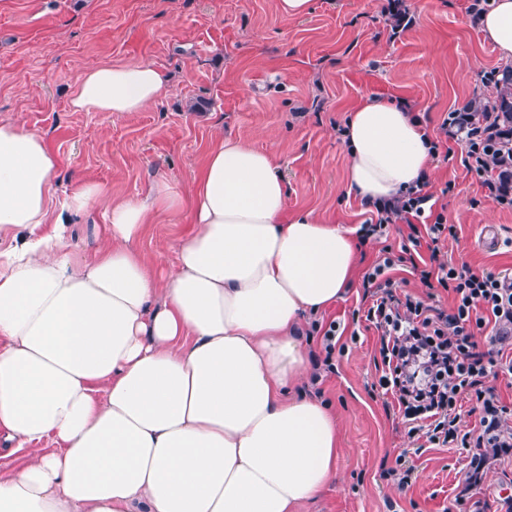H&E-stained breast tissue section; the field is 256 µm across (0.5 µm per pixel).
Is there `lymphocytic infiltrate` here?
<instances>
[{
    "label": "lymphocytic infiltrate",
    "instance_id": "1",
    "mask_svg": "<svg viewBox=\"0 0 512 512\" xmlns=\"http://www.w3.org/2000/svg\"><path fill=\"white\" fill-rule=\"evenodd\" d=\"M441 129L447 140L463 144L462 163L485 198L512 210V124L497 112L462 108L449 112ZM425 186L419 180L398 197L367 204L357 235L383 246L362 277L352 320L378 333L371 390L398 414L414 454L456 449L475 475L488 459L512 452V408L485 384L492 373L512 376V357L503 352L512 339V274L440 260L444 242L457 239L458 230L435 210ZM400 223L407 236L399 246L386 244L390 226ZM403 267L446 291L451 305L402 290L394 273ZM465 400L479 410L478 427L466 432L458 424Z\"/></svg>",
    "mask_w": 512,
    "mask_h": 512
}]
</instances>
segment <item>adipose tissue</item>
<instances>
[{
  "instance_id": "ef3b65f1",
  "label": "adipose tissue",
  "mask_w": 512,
  "mask_h": 512,
  "mask_svg": "<svg viewBox=\"0 0 512 512\" xmlns=\"http://www.w3.org/2000/svg\"><path fill=\"white\" fill-rule=\"evenodd\" d=\"M479 26L512 62V0ZM148 62L91 64L77 111L138 112L167 93ZM414 109L379 96L350 109L346 183L390 199L429 169ZM44 137L0 121V512H296L336 475L334 414L296 394L310 374L304 322L338 300L353 238L288 210L270 154L217 137L182 198L167 177L144 197L53 179ZM189 206L173 271L135 249L156 214ZM101 209L94 242L68 230ZM53 440L55 450L43 448Z\"/></svg>"
}]
</instances>
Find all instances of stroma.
I'll list each match as a JSON object with an SVG mask.
<instances>
[{
	"mask_svg": "<svg viewBox=\"0 0 512 512\" xmlns=\"http://www.w3.org/2000/svg\"><path fill=\"white\" fill-rule=\"evenodd\" d=\"M471 2L401 0L412 24L398 32L390 0H313L300 19L280 16L275 0H0V119L46 139L61 188L78 176L105 184L116 201L143 196L160 176L189 195L221 132L274 156L289 211L352 232L364 210L345 183L338 127L355 101L406 99L429 114L436 135L450 111L496 99L484 75L504 65ZM134 62L170 76L161 103L122 116L71 109L74 77L87 64ZM461 151L454 145L429 171L427 190L458 230L440 258L512 270V210L484 198ZM193 229L188 208L159 214L136 249L172 268ZM376 342L375 329L365 330L335 356L338 372L319 397L336 415V478L300 512H445L462 494L473 512H512V461H489L469 490L464 458L433 448L413 458L410 487L381 479L382 464L411 442L370 393Z\"/></svg>",
	"mask_w": 512,
	"mask_h": 512,
	"instance_id": "stroma-1",
	"label": "stroma"
}]
</instances>
